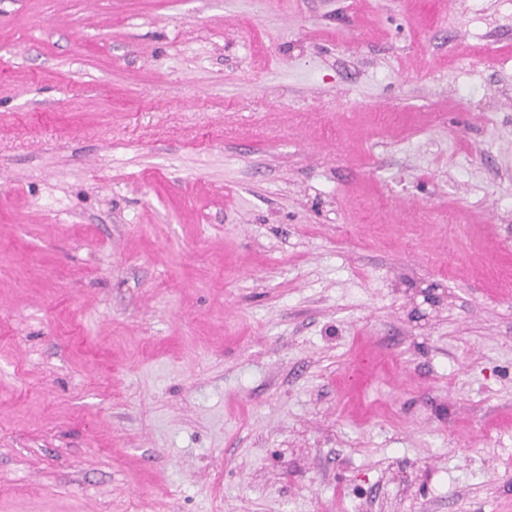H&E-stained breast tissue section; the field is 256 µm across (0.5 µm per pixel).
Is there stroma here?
Segmentation results:
<instances>
[{"instance_id": "obj_1", "label": "stroma", "mask_w": 512, "mask_h": 512, "mask_svg": "<svg viewBox=\"0 0 512 512\" xmlns=\"http://www.w3.org/2000/svg\"><path fill=\"white\" fill-rule=\"evenodd\" d=\"M0 512H512V0H0Z\"/></svg>"}]
</instances>
